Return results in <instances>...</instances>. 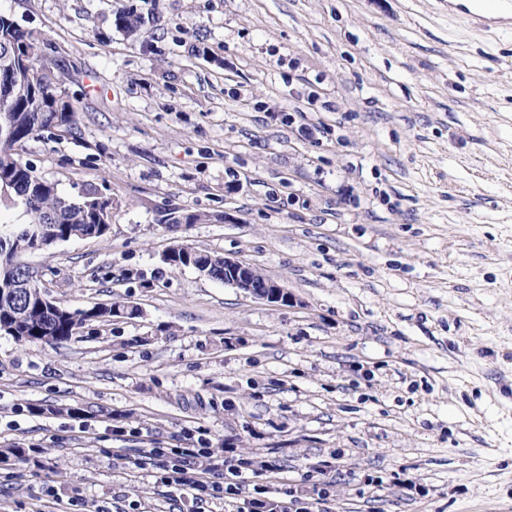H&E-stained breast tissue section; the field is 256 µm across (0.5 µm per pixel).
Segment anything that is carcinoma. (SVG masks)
Returning <instances> with one entry per match:
<instances>
[{
    "label": "carcinoma",
    "mask_w": 512,
    "mask_h": 512,
    "mask_svg": "<svg viewBox=\"0 0 512 512\" xmlns=\"http://www.w3.org/2000/svg\"><path fill=\"white\" fill-rule=\"evenodd\" d=\"M116 30L130 39L140 36L145 17L134 6L114 13ZM45 37L24 29L6 15L0 14V58L14 56L16 66H0V86L25 84L19 96L0 98V127L10 131L12 143L0 141V207L22 210L24 221L8 229L0 228V288L20 279L24 294L14 298L0 295V330L19 342L58 344L77 336L90 321L110 322L122 312L134 316L139 309L125 307L115 301L94 308L71 310L58 304L44 305L48 298L41 275L24 257L45 245L51 247L72 238L102 237L112 221V198L95 187L75 197L60 194L58 185L38 174L36 168L15 151L13 144L54 131L71 130L76 125L77 111L64 100L62 79L55 71L56 63L46 57ZM202 215L174 210L164 219L166 224H195ZM161 261L173 269L193 268L214 279H224V256L177 244L164 251ZM24 317L15 322L17 310Z\"/></svg>",
    "instance_id": "cac0c4a2"
}]
</instances>
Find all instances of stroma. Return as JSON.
<instances>
[{
  "label": "stroma",
  "mask_w": 512,
  "mask_h": 512,
  "mask_svg": "<svg viewBox=\"0 0 512 512\" xmlns=\"http://www.w3.org/2000/svg\"><path fill=\"white\" fill-rule=\"evenodd\" d=\"M132 5L150 21L110 26ZM77 109L23 156L112 197L29 254L57 345L0 333V512H186L152 448L269 462L319 512H512V34L448 0H0ZM204 214L177 229L170 210ZM239 258L292 304L161 261ZM71 407L82 416L68 415ZM145 22V17L132 5L116 11L113 17L115 29L130 39H137L140 36Z\"/></svg>",
  "instance_id": "stroma-1"
}]
</instances>
